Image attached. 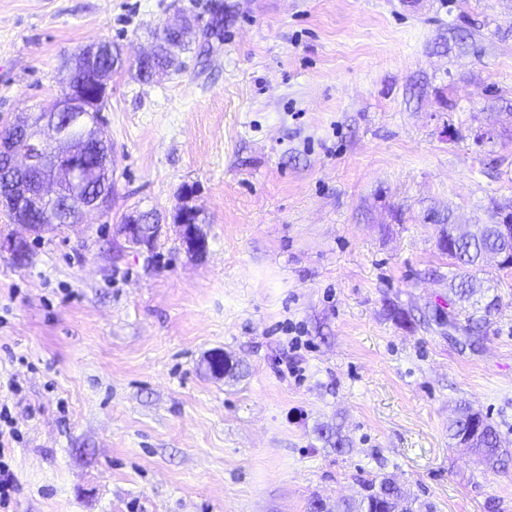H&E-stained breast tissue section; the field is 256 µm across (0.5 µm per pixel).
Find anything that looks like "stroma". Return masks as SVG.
Listing matches in <instances>:
<instances>
[{
	"instance_id": "35a3bbf8",
	"label": "stroma",
	"mask_w": 512,
	"mask_h": 512,
	"mask_svg": "<svg viewBox=\"0 0 512 512\" xmlns=\"http://www.w3.org/2000/svg\"><path fill=\"white\" fill-rule=\"evenodd\" d=\"M213 2L0 0V117L49 107L87 44L128 64L109 209L0 253L9 512H342L366 472L432 512H512V466L448 438L466 403L512 449V270L452 304L438 247L512 202V0H222L179 72L135 80ZM188 185L200 258L174 227ZM136 210L162 218L152 253L115 242ZM493 298L475 347L433 320Z\"/></svg>"
}]
</instances>
